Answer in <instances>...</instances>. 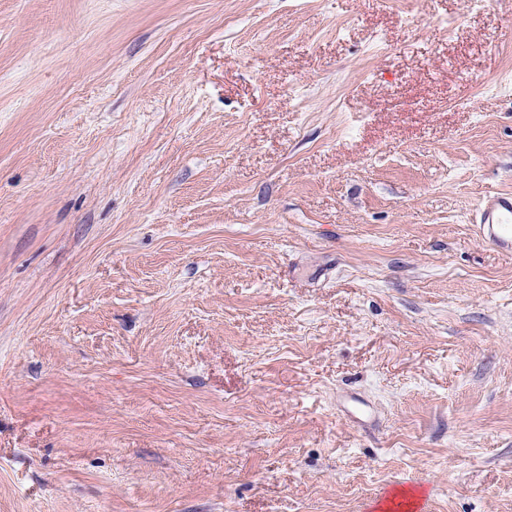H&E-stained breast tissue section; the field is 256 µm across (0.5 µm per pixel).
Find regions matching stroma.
I'll list each match as a JSON object with an SVG mask.
<instances>
[{"instance_id":"35a3bbf8","label":"stroma","mask_w":512,"mask_h":512,"mask_svg":"<svg viewBox=\"0 0 512 512\" xmlns=\"http://www.w3.org/2000/svg\"><path fill=\"white\" fill-rule=\"evenodd\" d=\"M512 0H0V512H512ZM475 229L477 235L493 243L502 253L512 255V193L496 192L483 197Z\"/></svg>"}]
</instances>
